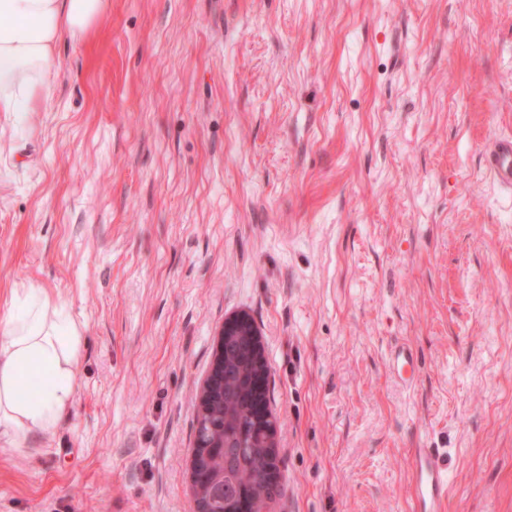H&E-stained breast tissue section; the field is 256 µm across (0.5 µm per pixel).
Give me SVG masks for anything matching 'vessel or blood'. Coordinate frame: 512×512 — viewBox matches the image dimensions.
Masks as SVG:
<instances>
[{
  "label": "vessel or blood",
  "instance_id": "1",
  "mask_svg": "<svg viewBox=\"0 0 512 512\" xmlns=\"http://www.w3.org/2000/svg\"><path fill=\"white\" fill-rule=\"evenodd\" d=\"M483 163L493 182L512 193V137H496L482 152ZM414 512H443L448 499V461L443 449L423 447L412 455Z\"/></svg>",
  "mask_w": 512,
  "mask_h": 512
}]
</instances>
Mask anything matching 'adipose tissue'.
Listing matches in <instances>:
<instances>
[{"label":"adipose tissue","mask_w":512,"mask_h":512,"mask_svg":"<svg viewBox=\"0 0 512 512\" xmlns=\"http://www.w3.org/2000/svg\"><path fill=\"white\" fill-rule=\"evenodd\" d=\"M110 8L111 0H0V112L18 120L49 99L59 42L83 41ZM81 343L45 289L12 290L0 319L1 445L26 448L56 431L76 398Z\"/></svg>","instance_id":"1"}]
</instances>
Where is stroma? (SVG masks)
I'll list each match as a JSON object with an SVG mask.
<instances>
[{"label":"stroma","instance_id":"obj_1","mask_svg":"<svg viewBox=\"0 0 512 512\" xmlns=\"http://www.w3.org/2000/svg\"><path fill=\"white\" fill-rule=\"evenodd\" d=\"M512 0H112L0 113V315L80 323L75 401L0 450V512H192L195 395L225 318L262 332L271 512H512ZM418 356L402 384L392 347ZM483 163L493 182L512 193V137H496L482 152ZM414 512H442L448 500V461L442 448H415L412 455Z\"/></svg>","mask_w":512,"mask_h":512}]
</instances>
